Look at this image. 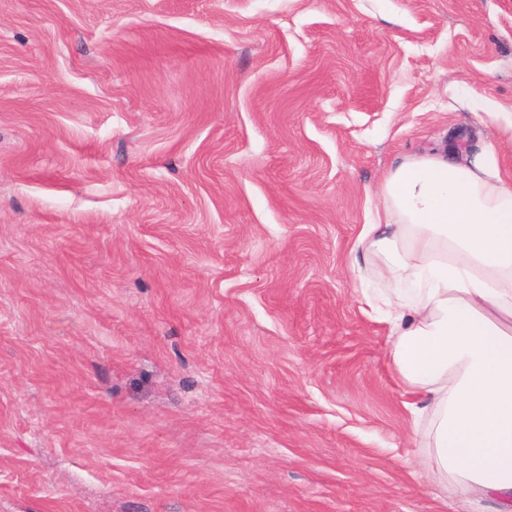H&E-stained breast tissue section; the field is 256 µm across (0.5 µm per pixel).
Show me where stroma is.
<instances>
[{
	"instance_id": "35a3bbf8",
	"label": "stroma",
	"mask_w": 512,
	"mask_h": 512,
	"mask_svg": "<svg viewBox=\"0 0 512 512\" xmlns=\"http://www.w3.org/2000/svg\"><path fill=\"white\" fill-rule=\"evenodd\" d=\"M489 105L512 0H0V512H455L356 243Z\"/></svg>"
}]
</instances>
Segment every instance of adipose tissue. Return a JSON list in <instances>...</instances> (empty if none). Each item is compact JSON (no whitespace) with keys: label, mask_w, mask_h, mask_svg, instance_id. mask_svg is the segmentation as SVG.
<instances>
[{"label":"adipose tissue","mask_w":512,"mask_h":512,"mask_svg":"<svg viewBox=\"0 0 512 512\" xmlns=\"http://www.w3.org/2000/svg\"><path fill=\"white\" fill-rule=\"evenodd\" d=\"M359 243L383 286L366 303L431 418L427 463L463 504L512 506V178L488 147L438 145L382 178Z\"/></svg>","instance_id":"adipose-tissue-1"}]
</instances>
